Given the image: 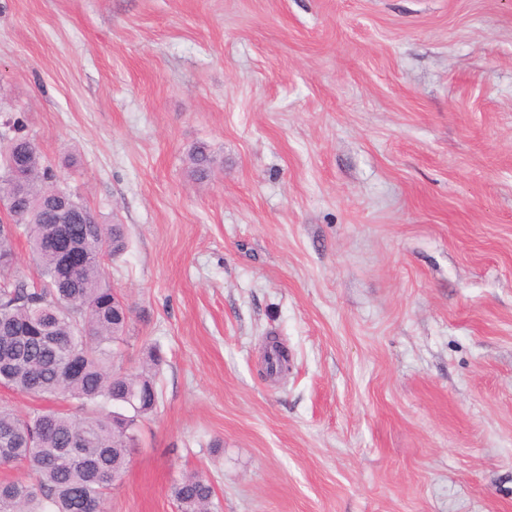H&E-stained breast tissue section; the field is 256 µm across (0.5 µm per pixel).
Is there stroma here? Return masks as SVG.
Returning a JSON list of instances; mask_svg holds the SVG:
<instances>
[{"label":"stroma","mask_w":512,"mask_h":512,"mask_svg":"<svg viewBox=\"0 0 512 512\" xmlns=\"http://www.w3.org/2000/svg\"><path fill=\"white\" fill-rule=\"evenodd\" d=\"M16 121L165 358L104 512H512V0H0ZM172 493L180 512L214 511V489L203 476H185L175 484Z\"/></svg>","instance_id":"1"}]
</instances>
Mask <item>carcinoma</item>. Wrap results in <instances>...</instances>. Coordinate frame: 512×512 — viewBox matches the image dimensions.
<instances>
[{"label":"carcinoma","instance_id":"obj_1","mask_svg":"<svg viewBox=\"0 0 512 512\" xmlns=\"http://www.w3.org/2000/svg\"><path fill=\"white\" fill-rule=\"evenodd\" d=\"M191 161L197 179L209 177L213 158L205 146L194 148ZM57 179L32 140L11 138L0 157V203L10 218L0 222V386L69 398L82 414L46 410L22 417L0 405V435L17 437L3 452L11 465L29 469L24 480L0 481V512H89L92 506L103 512L136 446L139 419L159 402L160 351L148 353L150 368L137 375L117 365L130 318L105 261L127 250L125 227L99 223L90 208L54 187ZM64 216L72 244L85 253L71 272L62 271L58 258L57 224ZM18 233L38 268L30 282L14 268ZM73 445L79 457L54 460ZM214 496L200 475L173 487L179 512H212Z\"/></svg>","mask_w":512,"mask_h":512}]
</instances>
